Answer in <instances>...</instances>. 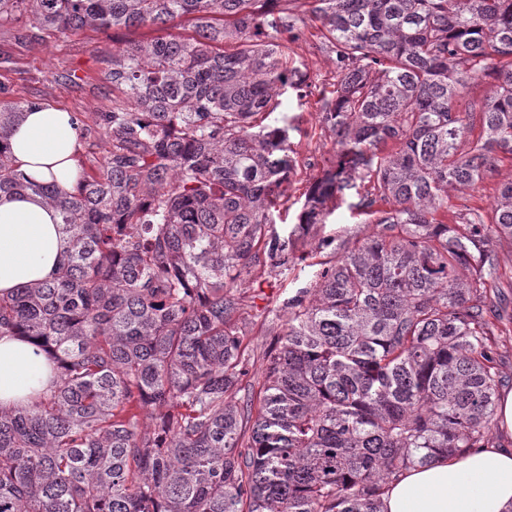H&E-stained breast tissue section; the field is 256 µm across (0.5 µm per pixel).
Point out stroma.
Returning a JSON list of instances; mask_svg holds the SVG:
<instances>
[{
	"label": "stroma",
	"mask_w": 512,
	"mask_h": 512,
	"mask_svg": "<svg viewBox=\"0 0 512 512\" xmlns=\"http://www.w3.org/2000/svg\"><path fill=\"white\" fill-rule=\"evenodd\" d=\"M160 35L155 27L106 31L87 27L65 34L44 31L35 37L26 20L5 24L0 27V101L30 100L84 116L108 111L112 84L104 75V58L126 41H148ZM319 35L316 23L305 21L298 39L285 41L280 62L290 69L301 68L317 88L329 91L336 81L335 69L326 57L311 50ZM266 122L287 128L288 142L296 152V172L271 215L273 229L285 236L298 223L304 192L333 153L334 138L321 121L317 96L300 99L289 88L279 96L278 107ZM372 231V225L366 224L345 199L339 201L326 223L311 228L298 240L296 251L326 260L330 254L322 250V239L340 234L354 242ZM497 249L503 283L498 311L504 328L497 362L506 387L512 388V241L498 242ZM314 272V267L298 260L285 268L255 271L242 284L246 298L241 327L249 358V380L255 391L263 389V370L274 336L285 328L287 316L282 305L309 285Z\"/></svg>",
	"instance_id": "1"
}]
</instances>
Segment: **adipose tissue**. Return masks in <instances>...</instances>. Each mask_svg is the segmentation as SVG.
I'll use <instances>...</instances> for the list:
<instances>
[{"mask_svg":"<svg viewBox=\"0 0 512 512\" xmlns=\"http://www.w3.org/2000/svg\"><path fill=\"white\" fill-rule=\"evenodd\" d=\"M27 178L73 191L80 130L69 112L26 111L9 139ZM64 242L54 210L40 199L0 196V292L51 277ZM52 367L37 348L0 336V405H26L51 385ZM383 512H512V448H479L406 471L383 497Z\"/></svg>","mask_w":512,"mask_h":512,"instance_id":"ef3b65f1","label":"adipose tissue"}]
</instances>
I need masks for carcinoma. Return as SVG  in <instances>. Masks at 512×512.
I'll return each mask as SVG.
<instances>
[{
    "instance_id": "obj_1",
    "label": "carcinoma",
    "mask_w": 512,
    "mask_h": 512,
    "mask_svg": "<svg viewBox=\"0 0 512 512\" xmlns=\"http://www.w3.org/2000/svg\"><path fill=\"white\" fill-rule=\"evenodd\" d=\"M306 13L336 69L319 92L335 150L281 236L296 160L262 121L280 90L312 94L278 59ZM24 16L193 34L104 59L112 109L92 120L112 149L74 194L18 171L8 141L36 103L0 104V195L40 197L65 242L50 278L0 293V336L55 371L0 408V512H382L408 469L499 444L488 301L512 182L487 213L451 198L512 158V0H0V25ZM352 191L374 231L283 304L255 414L237 284L288 266Z\"/></svg>"
}]
</instances>
